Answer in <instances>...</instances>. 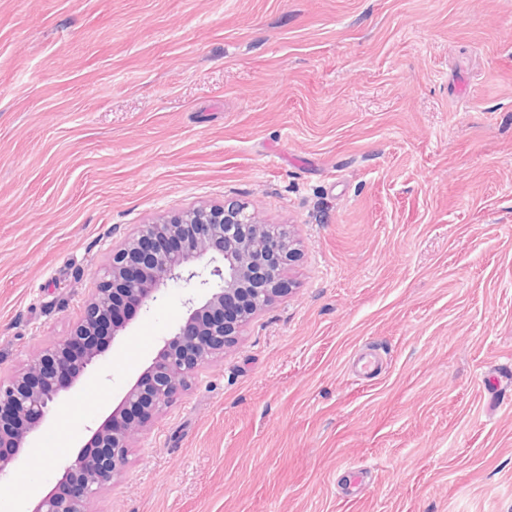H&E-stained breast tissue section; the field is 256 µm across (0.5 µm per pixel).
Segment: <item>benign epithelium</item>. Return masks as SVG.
<instances>
[{
  "instance_id": "benign-epithelium-1",
  "label": "benign epithelium",
  "mask_w": 512,
  "mask_h": 512,
  "mask_svg": "<svg viewBox=\"0 0 512 512\" xmlns=\"http://www.w3.org/2000/svg\"><path fill=\"white\" fill-rule=\"evenodd\" d=\"M298 251L283 230L260 222L247 206L226 200L141 224L112 246L103 278L86 301L71 335L39 348L15 374L0 376V479L47 418L51 404L71 392L84 370L105 354L96 337L117 339L132 303L150 308L162 287L194 285L181 322L120 403L64 467L65 496L52 489L33 512H90L89 504L121 474L154 417L184 391L196 372L224 353L239 329L274 298L288 294L284 272Z\"/></svg>"
}]
</instances>
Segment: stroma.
<instances>
[{
	"label": "stroma",
	"mask_w": 512,
	"mask_h": 512,
	"mask_svg": "<svg viewBox=\"0 0 512 512\" xmlns=\"http://www.w3.org/2000/svg\"><path fill=\"white\" fill-rule=\"evenodd\" d=\"M227 199L295 239L292 290L91 512H512V0H0V374L136 225ZM190 292L55 402L5 478L27 507L65 464L36 448L91 437Z\"/></svg>",
	"instance_id": "obj_1"
}]
</instances>
